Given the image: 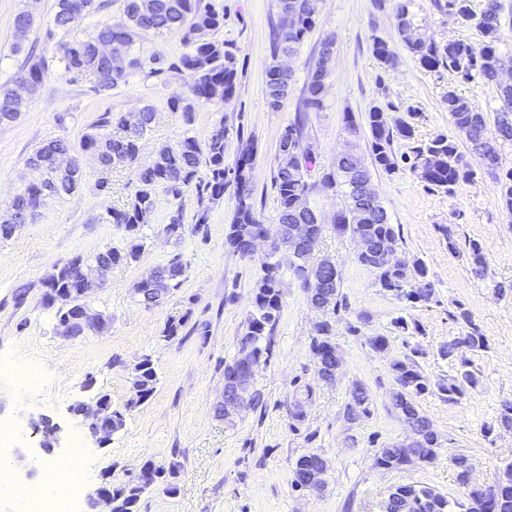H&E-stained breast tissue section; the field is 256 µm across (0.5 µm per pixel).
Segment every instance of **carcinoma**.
Returning a JSON list of instances; mask_svg holds the SVG:
<instances>
[{
    "instance_id": "cac0c4a2",
    "label": "carcinoma",
    "mask_w": 512,
    "mask_h": 512,
    "mask_svg": "<svg viewBox=\"0 0 512 512\" xmlns=\"http://www.w3.org/2000/svg\"><path fill=\"white\" fill-rule=\"evenodd\" d=\"M414 0H401L395 10V19L400 40L412 54L420 67L436 71L444 68L451 72L459 83H467L479 77L497 90L499 108L495 109V125L499 141L486 136L487 115L474 108L469 101L450 89L445 95L448 114L455 134L439 133L425 141L415 139L414 127L401 119L394 123L387 121V114L379 106H371L365 112L364 120L368 129L365 147L352 142L349 148L336 157L334 167L320 170L315 152L305 143L304 129L312 112L325 109L327 79L332 67L326 64L327 53L319 48L316 58L309 66L302 96L296 108L295 119L283 131L281 137L291 142L294 152L276 155L277 165L273 173L272 186L279 205V224L272 235L287 241L292 237L291 229L302 224L315 223L313 209H299L294 202L297 198L309 197L316 184L342 197V207L337 211L334 229L352 239H366L372 243L401 240L400 227L390 222L387 211L377 198L365 199L360 184L372 179V170L393 173L403 170L412 175L426 189L452 196L461 183H473L482 177L485 170L473 167L460 151L458 138H463L469 151L488 161L500 157L501 147L512 144V84L499 78L500 48L505 41L502 30L499 0H486L482 11L472 7V0H431L433 9L442 16L457 22L474 26L483 40L476 47L463 40L451 44L428 42L420 33L411 10ZM279 21L272 31L274 53H293L305 42L315 29L318 17L317 0H278ZM104 8L102 0H55L53 22L44 32V40L51 42L56 33L67 31L83 18L98 13ZM35 24L29 11L21 10L14 18V51H25L24 41ZM224 27V14L203 0H124L122 16L113 20L98 22L93 30L81 40L58 41L55 44L53 60L62 74L73 80L91 84L94 91L108 92L117 88L112 82L110 71L120 70L129 75L133 70L145 71L149 76H158L166 71L171 74L189 72L194 82L186 96H175L170 108L182 113L185 123L192 122L193 114L200 105H212L219 109L234 102L238 94V49L228 40L200 39L198 33L215 32ZM179 30L187 51L171 61L166 70L152 67L155 58L143 59L132 53L108 62L96 58L98 48L117 38L126 39L133 47L139 37L148 32L162 33ZM372 53L381 68L392 67L396 54L389 43L375 37ZM48 70L46 60L36 59L28 54L20 79L26 81L30 92H38ZM292 75L281 70L277 64L270 65L265 72L266 99L269 109L279 111L291 94ZM14 90L0 87V125L18 119ZM153 110L145 106L138 112H105L88 128L74 147L64 139H54L35 151L28 163L43 161L44 178L40 183L23 186L14 200L13 208L25 224L37 214L48 201L68 196L80 187L81 175H63L52 157L54 153L73 154L75 150L94 151L100 157H115L130 165L136 163L141 150V140L150 127ZM237 140V152L232 163H226V143L230 138ZM410 143L409 151L399 155L393 150L396 140ZM372 157V166H366L363 152ZM257 147L251 136H245L244 128L230 127L224 121L216 123L208 137L199 140L184 133L174 146L158 149L150 167L137 170L136 183L128 200L120 207H108L102 214L105 224H119L129 234L126 249H109L93 257L76 256L54 266L44 280V287L57 288L62 297L76 287L71 268L83 261L112 260V264L137 261L144 249L143 229L150 223L155 199L163 192L175 200L190 191L196 198V207L191 217H186L182 204L178 203L168 214L166 233L180 239L186 226L195 233L205 232L211 221L213 205L229 195L234 200L232 218L224 234V247L245 257L248 240L261 230L262 223L253 184V170ZM492 177L497 181L502 209L512 215V167L504 170L495 168ZM440 232L448 244V252L463 259L470 272L477 278H485L487 258L483 245L471 239L459 245L454 231L441 226ZM361 266L369 270L375 284L401 304L415 306L429 303L435 294L425 263L420 259L399 263L367 255L357 256ZM186 265L175 257L158 267L157 277L144 280L141 288V302L150 309L151 301L169 297L179 290L186 277ZM294 274L306 291L307 297L328 296L323 309L325 319L314 328L310 340V351L315 364L328 371L341 366L342 359L331 340L336 315L343 307L340 293L341 273L337 267L312 268L294 266ZM283 308L280 264L274 256L263 263L262 275L253 285L252 310L247 319L246 330L238 339V350L230 363L224 364V384L234 383L242 373L241 357L248 356L254 361L265 362L271 352L270 336L277 325ZM454 321L463 325L464 333L448 340L438 349L443 359H454L462 349L472 352L488 349V339L471 311L459 303L451 313ZM418 350L412 349L401 359L392 361L390 368L394 376L395 401L393 409L407 413L404 422L410 435L400 443L379 449L375 455V466L383 469H401L413 462L432 463L436 460L441 443L433 429L432 422L420 410L418 399L431 392V382L419 368L415 359ZM158 374L151 358L146 356L135 365L132 373V387L129 399L112 410L113 429L125 426L126 417L135 408L144 404L155 392ZM480 385V377L471 369L468 360L462 359L454 375L437 384V391L450 404H460ZM371 392L363 383H356L344 408L349 416L355 408L360 417L371 412ZM498 429L512 430V401L501 405L495 424L484 427V436L490 437ZM175 466L164 468L146 462L140 474L134 479L122 482L114 490L120 499L123 512H137L143 494L159 485L164 491L174 494L177 487L170 481ZM458 492L464 499L463 512H512V460L504 461L498 467L494 484L479 487L469 482L467 472L456 470ZM385 512H453L452 503L436 489L413 483L400 484L392 488L385 501Z\"/></svg>"
}]
</instances>
